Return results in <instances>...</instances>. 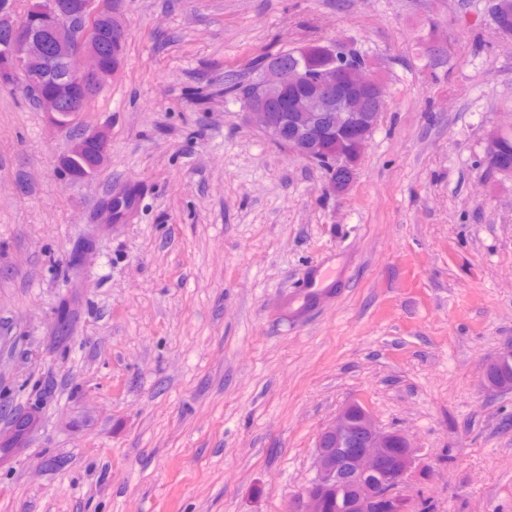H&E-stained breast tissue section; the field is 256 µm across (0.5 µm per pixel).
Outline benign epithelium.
<instances>
[{"label": "benign epithelium", "mask_w": 512, "mask_h": 512, "mask_svg": "<svg viewBox=\"0 0 512 512\" xmlns=\"http://www.w3.org/2000/svg\"><path fill=\"white\" fill-rule=\"evenodd\" d=\"M27 11L28 18L15 20L7 5L0 6V83L36 95L55 128L77 126L89 99L117 72L103 63L100 25L105 19L112 22L109 48H121L124 0H28ZM43 35L53 50H43ZM321 53L327 64L316 73L292 60L269 61L245 117L294 155L351 174L388 106V95L371 62L350 46L330 42ZM302 85L312 86L313 94L277 108L288 88ZM109 146L106 129L84 127L61 164L86 158L81 178H89L105 163ZM511 357L508 345L487 363L486 391H512V385L490 377ZM417 453L403 433L380 428L367 409L348 402L318 434L312 477L290 512H330L344 489L345 512H412Z\"/></svg>", "instance_id": "benign-epithelium-1"}]
</instances>
